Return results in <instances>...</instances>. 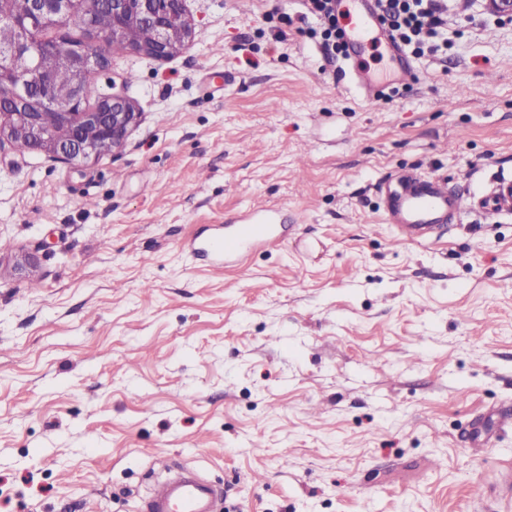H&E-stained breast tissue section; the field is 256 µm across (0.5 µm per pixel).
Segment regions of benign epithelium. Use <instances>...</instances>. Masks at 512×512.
<instances>
[{"label":"benign epithelium","instance_id":"1","mask_svg":"<svg viewBox=\"0 0 512 512\" xmlns=\"http://www.w3.org/2000/svg\"><path fill=\"white\" fill-rule=\"evenodd\" d=\"M83 0H29L25 23L29 30L41 28L56 30V38L36 46L31 37L0 44V59L7 69H0V112H12L19 118L16 128L0 127V148L10 143L13 132L27 136L32 150L64 161L74 167H84L99 159V140H112V148L123 146L129 133L139 122L140 113L132 102L121 95L106 94L90 107L85 99V77L107 63L95 57L89 45L96 38L93 27H88V38L75 42L64 34L61 22L77 11ZM100 7L120 18L129 11L140 13L146 20L148 40L128 47V50L157 59L175 56L192 38L193 27L183 28L177 17L186 14L184 0H100ZM56 55L72 74L71 81L61 87L52 76L38 69L40 51ZM64 121L69 128L67 139L60 141L45 132L44 113L21 112L19 108L31 96Z\"/></svg>","mask_w":512,"mask_h":512}]
</instances>
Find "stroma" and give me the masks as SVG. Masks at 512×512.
I'll list each match as a JSON object with an SVG mask.
<instances>
[{
    "label": "stroma",
    "mask_w": 512,
    "mask_h": 512,
    "mask_svg": "<svg viewBox=\"0 0 512 512\" xmlns=\"http://www.w3.org/2000/svg\"><path fill=\"white\" fill-rule=\"evenodd\" d=\"M185 9L180 53L87 78L141 114L120 150L0 149V512H147L176 465L218 512H512V211L399 243L377 189L512 181V18L449 9L447 59L373 104L301 0ZM269 204L278 245L190 251Z\"/></svg>",
    "instance_id": "1"
}]
</instances>
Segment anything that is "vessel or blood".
<instances>
[{"instance_id": "1", "label": "vessel or blood", "mask_w": 512, "mask_h": 512, "mask_svg": "<svg viewBox=\"0 0 512 512\" xmlns=\"http://www.w3.org/2000/svg\"><path fill=\"white\" fill-rule=\"evenodd\" d=\"M376 16L372 10L357 11L347 29L349 58L356 84L367 97H381V82L363 59L368 35L374 34ZM388 204L384 223L394 225L403 241L440 236L466 208L462 195L449 191L447 183L434 175L407 172L385 186ZM482 208L492 216L512 209V182L499 185ZM280 209L276 206L251 208L225 217L224 227L200 241L197 251L214 264L244 261L253 250L281 241ZM217 490L192 474H183L157 488L147 505L148 512H213Z\"/></svg>"}]
</instances>
